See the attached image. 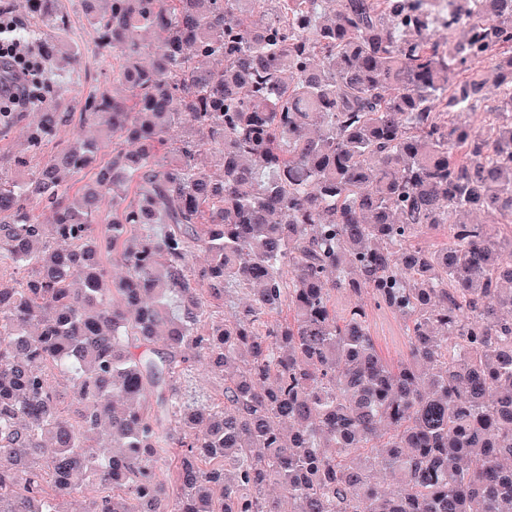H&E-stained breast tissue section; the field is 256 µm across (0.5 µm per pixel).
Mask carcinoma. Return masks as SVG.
<instances>
[{
    "instance_id": "carcinoma-1",
    "label": "carcinoma",
    "mask_w": 512,
    "mask_h": 512,
    "mask_svg": "<svg viewBox=\"0 0 512 512\" xmlns=\"http://www.w3.org/2000/svg\"><path fill=\"white\" fill-rule=\"evenodd\" d=\"M94 18L124 57L123 94L88 104L113 144L95 187L68 201L61 174L100 151L72 138L0 177V266L30 270L0 281V512H60L89 481L74 512H512V0L489 18L451 0L465 38L446 46L416 0H111ZM475 57L499 71L491 139L444 119L483 100L479 72L459 77ZM87 116L44 108L28 147ZM117 183L116 280L98 216ZM342 290L403 319L404 357L377 352L364 305L336 316ZM201 357L217 402L182 390Z\"/></svg>"
}]
</instances>
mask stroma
Returning <instances> with one entry per match:
<instances>
[{"label":"stroma","mask_w":512,"mask_h":512,"mask_svg":"<svg viewBox=\"0 0 512 512\" xmlns=\"http://www.w3.org/2000/svg\"><path fill=\"white\" fill-rule=\"evenodd\" d=\"M25 28L37 29V43L47 52L45 65L51 75L47 107L57 112H82L93 94L114 92L112 75L122 66L123 58L111 49H100L99 34L78 0H52L54 11L64 13V29L49 30L38 26L31 0H8ZM28 123L20 121L0 132V174L23 181L39 170L54 150L46 145L37 152H27L25 140ZM26 155V167L13 166L12 159ZM367 322L376 347L383 358L394 362L407 349L403 320L391 311L368 305Z\"/></svg>","instance_id":"1"}]
</instances>
